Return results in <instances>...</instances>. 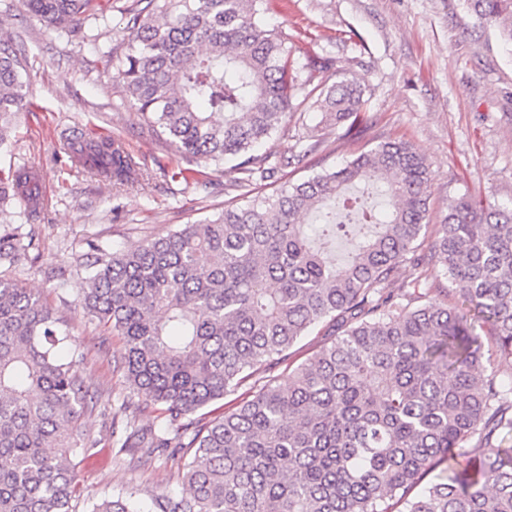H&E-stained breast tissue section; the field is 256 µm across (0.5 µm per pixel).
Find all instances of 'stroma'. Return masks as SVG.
Listing matches in <instances>:
<instances>
[{"label": "stroma", "instance_id": "35a3bbf8", "mask_svg": "<svg viewBox=\"0 0 512 512\" xmlns=\"http://www.w3.org/2000/svg\"><path fill=\"white\" fill-rule=\"evenodd\" d=\"M133 0H98L103 21L86 22L69 38L50 32L24 0H0V37L22 53L30 105L11 145L0 151V169L37 171L50 203L23 224L33 240L28 257L1 265L0 277L30 288L65 324L70 345L84 349L78 372L97 402L81 421L95 448L73 459L82 490L77 512L119 493H134L143 512L184 487L179 461L167 452L116 456L109 435L112 414L133 400L113 352L112 336L76 307L77 278L52 280L48 267H75L96 243L128 249L202 220L224 207L223 167L196 162L208 190L184 181L186 163L164 136L149 130L112 79L109 53L126 37ZM263 18L291 37L293 53L332 57L337 79L357 81L367 102L356 137L322 125L315 108L292 113L263 146L290 156L300 143H318L311 168L335 169L385 138H405L426 157L434 175L430 224H440L449 200L480 196L512 204V48L472 15L465 0H263ZM121 139L163 176L144 191L116 190L71 170L61 151L70 130Z\"/></svg>", "mask_w": 512, "mask_h": 512}]
</instances>
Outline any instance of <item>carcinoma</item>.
<instances>
[{
  "label": "carcinoma",
  "mask_w": 512,
  "mask_h": 512,
  "mask_svg": "<svg viewBox=\"0 0 512 512\" xmlns=\"http://www.w3.org/2000/svg\"><path fill=\"white\" fill-rule=\"evenodd\" d=\"M512 46V0H466ZM58 36L95 16V0H25ZM261 0H134L113 79L131 108L188 162L232 163L240 201L210 218L125 250L98 248L77 263L84 313L121 339L129 387L157 407L151 447L191 448L187 487L160 512H512V379L487 373L475 322L490 323L512 372V206L448 203L429 253L433 176L426 158L386 139L345 166L285 182L317 144L273 161L256 155L298 104L347 126L362 89L331 82L334 61L291 57L288 33L268 26ZM22 57L0 39V149L29 105ZM71 166L114 186L143 188L153 170L122 143L64 140ZM22 168L0 175V213L33 200ZM0 222V263L29 246ZM435 259L456 302L396 283L405 263ZM446 288L441 292L448 293ZM330 339L288 378L289 350L319 325ZM55 313L0 278V512H75L72 458L86 449L79 420L92 396L79 349L62 347ZM247 387L234 410H198ZM146 432L125 416L116 455ZM451 463L420 493L438 462ZM92 512H140L133 496Z\"/></svg>",
  "instance_id": "1"
}]
</instances>
